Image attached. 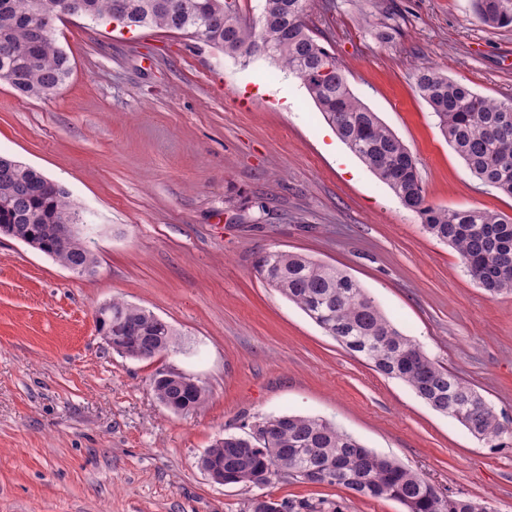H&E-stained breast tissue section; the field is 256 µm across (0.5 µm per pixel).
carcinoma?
<instances>
[{
  "label": "carcinoma",
  "instance_id": "obj_1",
  "mask_svg": "<svg viewBox=\"0 0 512 512\" xmlns=\"http://www.w3.org/2000/svg\"><path fill=\"white\" fill-rule=\"evenodd\" d=\"M55 0H0V83L20 96L41 99L56 92L71 73L67 53L52 33ZM81 16L126 27L155 26L191 35L228 56L262 55L276 62L306 89L338 138L425 231L454 248L465 272L489 295L512 293V216L480 208L448 209L427 203L417 161L400 138L363 104L348 85L336 54L313 35L308 0H264L254 23L245 22L237 0H81ZM488 27L512 24V0H474ZM415 87L436 118L441 135L485 186L512 197V100L483 96L430 65L415 68ZM88 212L59 184L37 169L0 155V224L42 233L48 224H88ZM267 284L303 309L349 352L378 373L403 382L417 398L455 420L472 437L492 443L512 430L495 408L454 372L435 362L380 305L344 271L304 254L271 251L256 261ZM124 318L112 335L126 344L140 326L164 352L174 346L171 326L152 311L112 300ZM157 400L174 413H189L207 400L205 388H187L156 372ZM276 428L263 422L247 436L226 435L207 449L206 462L224 467V484L263 487L286 476L322 485L308 476L332 460L341 463L329 482L357 498L391 499L405 512H492L484 502L445 496L419 473L364 446L329 421L281 414Z\"/></svg>",
  "mask_w": 512,
  "mask_h": 512
}]
</instances>
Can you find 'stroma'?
<instances>
[{"label": "stroma", "instance_id": "1", "mask_svg": "<svg viewBox=\"0 0 512 512\" xmlns=\"http://www.w3.org/2000/svg\"><path fill=\"white\" fill-rule=\"evenodd\" d=\"M308 20L416 157L430 204L512 215V198L443 139L414 80L428 64L512 98V25L482 24L472 0H309ZM54 35L71 76L41 99L0 86V154L89 211L99 267L79 277L0 236V512H250L265 495L404 512L341 487L222 485L201 469L215 439L283 413L325 418L438 491L512 512V441L472 438L373 371L255 261L297 252L347 272L511 429L512 295L488 297L269 60L84 17L55 21ZM112 299L167 321L174 351H112L94 322ZM169 366L206 387L202 408L156 399L151 379Z\"/></svg>", "mask_w": 512, "mask_h": 512}]
</instances>
